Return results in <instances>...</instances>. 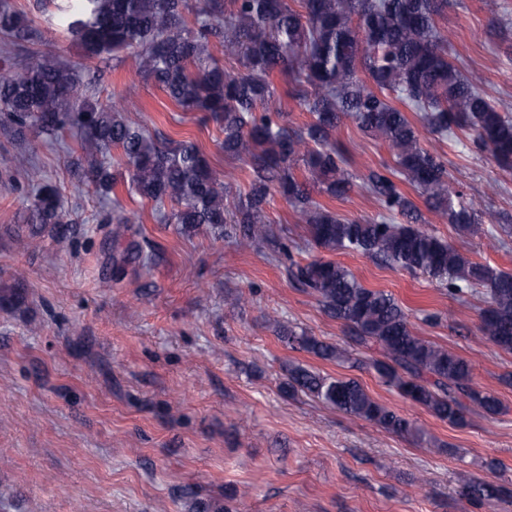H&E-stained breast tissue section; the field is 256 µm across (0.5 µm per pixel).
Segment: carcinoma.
Here are the masks:
<instances>
[{"mask_svg":"<svg viewBox=\"0 0 512 512\" xmlns=\"http://www.w3.org/2000/svg\"><path fill=\"white\" fill-rule=\"evenodd\" d=\"M447 0H65L59 23L75 38L86 60L136 53L139 72L188 112L218 125L228 159L244 162L249 189L234 207L229 191L200 145L176 141L126 119L125 105L91 100L98 75L80 71L30 48L36 30L24 14L0 4V37L8 49L0 62V127L25 143L37 134L53 140L80 131L89 158L79 181L111 197L122 175L101 157L122 151L129 187L156 205H171L168 224L184 233L204 227L248 249L268 236L265 209L272 194L291 206L313 244L326 251L365 255L430 277L459 297L476 285L486 291L482 336L512 352V273L471 260L420 227L422 213L394 178L406 181L463 234L478 230L479 214L464 200L445 163L421 146L420 129L441 135L461 130L498 167L512 168V116L465 79L448 56L449 39L436 24ZM224 47L227 69L209 50ZM288 77L291 94L310 113L303 127L284 121L276 107L272 76ZM414 112L418 122L408 113ZM384 140L396 168L372 170L367 188L383 213L365 222L344 219L314 200L319 187L330 200L353 188L344 150L335 138L344 119ZM13 166L32 188L27 209L32 236L45 228L65 238L62 197L42 169L21 151ZM288 278L314 295L326 314L341 322L353 348L377 347L372 362L379 381L403 399L427 408L451 425L473 406L496 415L501 402L474 387L470 361L419 336L392 295L365 287L345 266L323 258L299 262L288 244ZM284 341L336 363L357 362L352 351L302 331ZM289 391L363 418L382 430L430 444L424 430L372 399L359 381L286 369ZM512 491L489 481H470L460 495L474 503L501 500Z\"/></svg>","mask_w":512,"mask_h":512,"instance_id":"carcinoma-1","label":"carcinoma"}]
</instances>
